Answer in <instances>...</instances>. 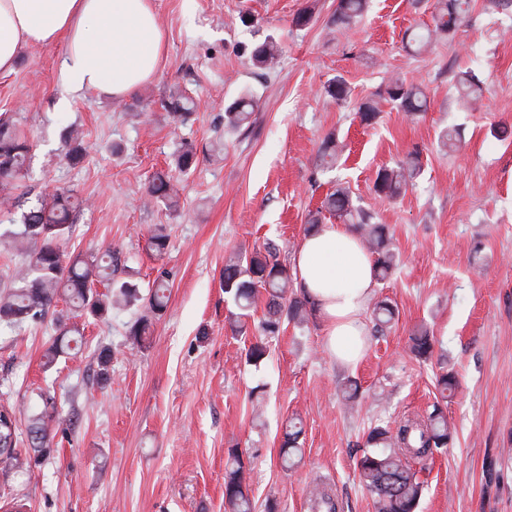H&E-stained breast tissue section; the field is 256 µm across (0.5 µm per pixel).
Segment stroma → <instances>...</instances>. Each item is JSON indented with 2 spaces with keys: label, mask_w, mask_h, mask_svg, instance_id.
Listing matches in <instances>:
<instances>
[{
  "label": "stroma",
  "mask_w": 512,
  "mask_h": 512,
  "mask_svg": "<svg viewBox=\"0 0 512 512\" xmlns=\"http://www.w3.org/2000/svg\"><path fill=\"white\" fill-rule=\"evenodd\" d=\"M433 3L371 0L362 20L339 30L337 0H153L166 59L121 101L63 85L64 43L21 50L14 71L0 75V115L19 120L33 144L26 185L86 198L65 251H117V279L144 287L165 270L168 303L151 344L127 333L140 303L87 325L81 351L47 372L42 354L70 320L65 305L0 334V404L24 423L48 391L73 420L56 433L53 456L0 485V501L24 497L30 512H224V467L236 448L250 462L255 512H310L316 475L332 486L339 512H375L356 470L368 431L426 413L440 397L436 376L449 370L452 439L411 463L423 484L419 512H512V10L471 0L452 39L413 53L404 33L429 22ZM304 8L312 19L299 28L292 20ZM269 34L282 58L259 71L249 50ZM466 67L486 84L468 111L452 91L454 72ZM338 76L350 89L344 102L323 92ZM393 76L424 86L426 111L410 116L385 102L373 124L361 122L359 104ZM243 93L258 101L253 121L225 131L224 106ZM178 95L201 102L188 120L167 107ZM73 126L87 148L76 165L64 157ZM450 126L460 147L445 155L438 135ZM331 133L344 150L325 170L319 149ZM184 141L197 164L179 185V216L143 207L151 175ZM414 151V186L395 200L377 196L378 169ZM339 183L388 227L400 256L373 294L394 306L392 327L342 364L325 352L313 314L284 325L261 368L246 365L226 321L225 256L271 239L292 264L309 212ZM157 224L169 234L160 256L148 242ZM421 325L436 339L426 361L409 346ZM105 348L112 364L102 385ZM351 379L360 394L350 409ZM259 384L258 417L251 391ZM293 418L302 458L287 469L279 451Z\"/></svg>",
  "instance_id": "obj_1"
}]
</instances>
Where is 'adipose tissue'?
Instances as JSON below:
<instances>
[{
  "label": "adipose tissue",
  "mask_w": 512,
  "mask_h": 512,
  "mask_svg": "<svg viewBox=\"0 0 512 512\" xmlns=\"http://www.w3.org/2000/svg\"><path fill=\"white\" fill-rule=\"evenodd\" d=\"M65 42L63 83L121 100L140 89L165 58L153 0H0V72L28 45ZM297 285L323 323L324 349L353 363L366 349L362 313L375 287L374 265L344 224L307 235L295 257Z\"/></svg>",
  "instance_id": "1"
}]
</instances>
